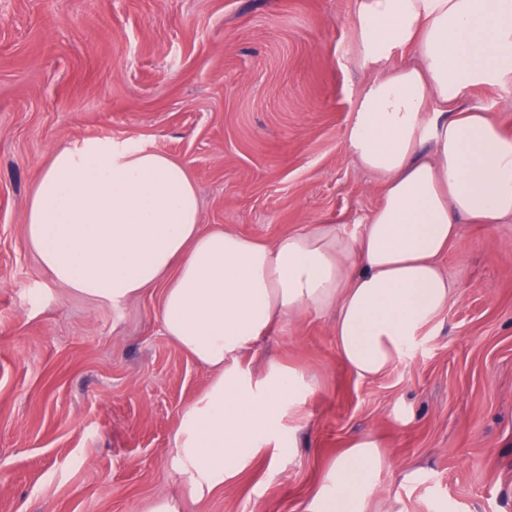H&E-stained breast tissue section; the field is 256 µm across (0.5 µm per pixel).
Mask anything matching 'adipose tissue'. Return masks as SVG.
Listing matches in <instances>:
<instances>
[{
    "mask_svg": "<svg viewBox=\"0 0 512 512\" xmlns=\"http://www.w3.org/2000/svg\"><path fill=\"white\" fill-rule=\"evenodd\" d=\"M353 28L369 78L343 143L382 191L359 230L321 222L271 244L202 230L182 162L109 139L56 149L27 207V242L58 284L115 306L162 288L166 336L211 369L172 449L198 499L235 479L310 388L275 360L251 375L244 353L300 312L332 310L344 364L383 374L453 296L439 260L460 222L512 220V137L459 106L469 88L512 82V0H355ZM404 48L417 62L393 65ZM383 464L375 439H353L308 512H365Z\"/></svg>",
    "mask_w": 512,
    "mask_h": 512,
    "instance_id": "ef3b65f1",
    "label": "adipose tissue"
}]
</instances>
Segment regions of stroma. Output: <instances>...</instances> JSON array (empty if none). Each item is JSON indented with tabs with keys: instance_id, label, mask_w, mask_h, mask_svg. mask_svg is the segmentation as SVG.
<instances>
[{
	"instance_id": "35a3bbf8",
	"label": "stroma",
	"mask_w": 512,
	"mask_h": 512,
	"mask_svg": "<svg viewBox=\"0 0 512 512\" xmlns=\"http://www.w3.org/2000/svg\"><path fill=\"white\" fill-rule=\"evenodd\" d=\"M354 0H0V512H307L351 440L385 458L367 512H512V221L461 225L455 283L385 374L342 362L333 313L245 358L301 369V418L232 482L186 499L172 460L208 370L165 335L153 289L120 307L58 285L25 238L53 152L109 138L183 162L204 227L271 242L346 230L381 192L343 143L367 74ZM512 136V82L467 92Z\"/></svg>"
}]
</instances>
